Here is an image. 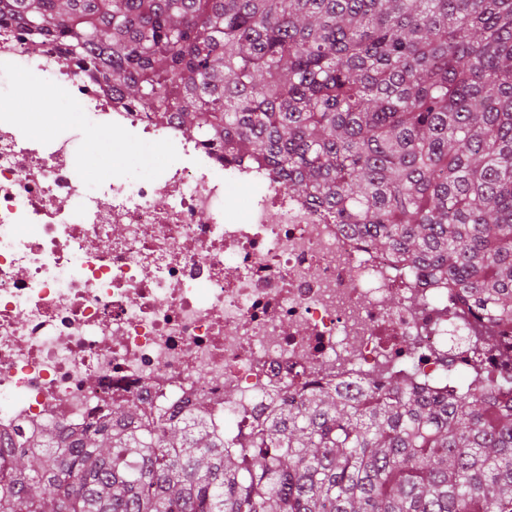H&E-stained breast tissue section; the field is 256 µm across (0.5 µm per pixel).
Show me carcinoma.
Here are the masks:
<instances>
[{"label": "carcinoma", "mask_w": 512, "mask_h": 512, "mask_svg": "<svg viewBox=\"0 0 512 512\" xmlns=\"http://www.w3.org/2000/svg\"><path fill=\"white\" fill-rule=\"evenodd\" d=\"M372 249L512 323V0H0ZM309 390L224 426L130 398L0 447V512H512V403Z\"/></svg>", "instance_id": "cac0c4a2"}]
</instances>
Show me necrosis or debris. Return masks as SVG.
Wrapping results in <instances>:
<instances>
[{
	"instance_id": "obj_1",
	"label": "necrosis or debris",
	"mask_w": 512,
	"mask_h": 512,
	"mask_svg": "<svg viewBox=\"0 0 512 512\" xmlns=\"http://www.w3.org/2000/svg\"><path fill=\"white\" fill-rule=\"evenodd\" d=\"M62 53L0 24V79L26 69L45 76L41 94L80 105L18 112L0 92V445L132 397L219 414L231 437L315 385L444 392L473 365V336L495 337L481 360L505 363L495 395H512V328L367 250L274 174L225 162L176 113L157 118L80 64L58 67ZM87 133L120 159L96 192L77 158ZM135 142L164 155L154 172H138ZM256 179L238 214L233 192Z\"/></svg>"
}]
</instances>
